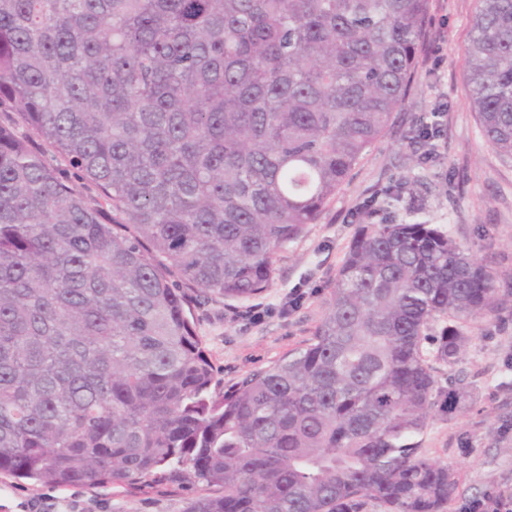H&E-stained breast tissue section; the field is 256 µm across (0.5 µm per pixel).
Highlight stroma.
Segmentation results:
<instances>
[{"mask_svg":"<svg viewBox=\"0 0 512 512\" xmlns=\"http://www.w3.org/2000/svg\"><path fill=\"white\" fill-rule=\"evenodd\" d=\"M474 7V0H429L425 43L440 45L439 66L430 75L418 65L385 135L352 169L318 222L279 252L271 287L247 301L195 302L196 330L221 387L310 338L328 287L367 219L434 225L487 265L501 291L512 288V163L484 141L469 107L465 49ZM435 106L444 111L439 152L427 161L415 131L430 121ZM388 190L400 191L401 200L370 213ZM447 324L443 317L430 321L423 351L438 386L460 380L464 398L454 415L429 421L420 444L425 456L455 468L458 486L448 512H462L469 501L512 495V299L491 319L465 328L453 365L435 357L434 340ZM199 492L188 482L130 492L117 484L36 488L0 478V512H186Z\"/></svg>","mask_w":512,"mask_h":512,"instance_id":"1","label":"stroma"}]
</instances>
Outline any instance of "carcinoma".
I'll return each instance as SVG.
<instances>
[{
	"label": "carcinoma",
	"instance_id": "carcinoma-1",
	"mask_svg": "<svg viewBox=\"0 0 512 512\" xmlns=\"http://www.w3.org/2000/svg\"><path fill=\"white\" fill-rule=\"evenodd\" d=\"M429 0H0V476L190 512H446L436 358L502 294L431 224L361 226L306 343L224 391L187 291L249 300L402 108ZM470 105L512 161V0H476ZM58 159L95 192L75 189Z\"/></svg>",
	"mask_w": 512,
	"mask_h": 512
}]
</instances>
